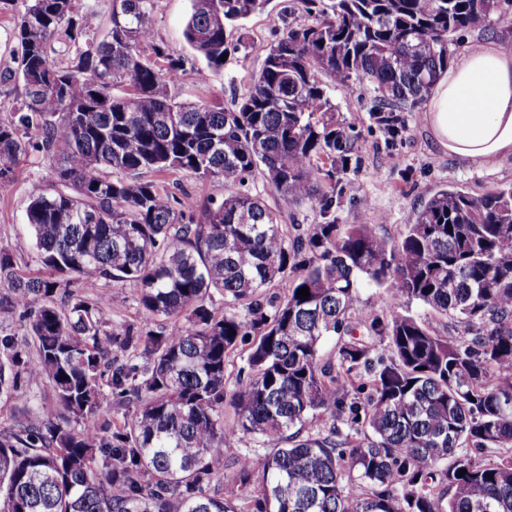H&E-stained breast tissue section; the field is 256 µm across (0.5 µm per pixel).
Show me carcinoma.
I'll return each mask as SVG.
<instances>
[{
  "instance_id": "1",
  "label": "carcinoma",
  "mask_w": 512,
  "mask_h": 512,
  "mask_svg": "<svg viewBox=\"0 0 512 512\" xmlns=\"http://www.w3.org/2000/svg\"><path fill=\"white\" fill-rule=\"evenodd\" d=\"M270 2L191 0L184 38L211 75ZM152 11L112 0L90 38L80 0H23L14 25L0 190L32 151L52 175L26 208L38 274L0 247V398L26 407L0 428V512H512V187L438 189L399 239L338 224L357 147L333 102L367 82L373 120L399 134L454 36L490 17L512 32V10L333 0L270 45L230 109L176 100L183 60L154 41ZM59 39L71 56H51ZM170 172L224 197L187 213ZM257 175L321 221L282 223L247 187ZM110 282L136 288L141 321L112 322ZM364 286L385 311L356 316ZM412 301L448 331L403 312ZM320 416L333 425L311 430ZM242 434L268 452L233 461L226 498L215 479Z\"/></svg>"
}]
</instances>
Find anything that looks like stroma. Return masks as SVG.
I'll use <instances>...</instances> for the list:
<instances>
[{
	"instance_id": "obj_1",
	"label": "stroma",
	"mask_w": 512,
	"mask_h": 512,
	"mask_svg": "<svg viewBox=\"0 0 512 512\" xmlns=\"http://www.w3.org/2000/svg\"><path fill=\"white\" fill-rule=\"evenodd\" d=\"M190 0H154L153 30L157 43L182 58L184 71L173 89L178 101H220L232 107L259 70L268 47L288 26L312 23L303 0H271L267 9L245 21L240 43L224 63L222 77H211L204 61L187 46L183 30ZM340 120L358 134L360 165L342 175L345 194L336 209L340 224H357L372 217L381 235L400 238L422 203L438 188L454 186L474 196L512 186V157L485 169L465 163L439 148L423 121L421 110L405 115L398 136L384 133L370 118L374 93L369 84H354L333 94ZM50 168L42 154L32 152L15 168L7 192L0 194V247L17 257L30 258L32 242L26 227L29 194Z\"/></svg>"
}]
</instances>
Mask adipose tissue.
<instances>
[{
  "instance_id": "obj_1",
  "label": "adipose tissue",
  "mask_w": 512,
  "mask_h": 512,
  "mask_svg": "<svg viewBox=\"0 0 512 512\" xmlns=\"http://www.w3.org/2000/svg\"><path fill=\"white\" fill-rule=\"evenodd\" d=\"M422 112L450 155L486 168L512 156V49L466 47L439 76Z\"/></svg>"
}]
</instances>
